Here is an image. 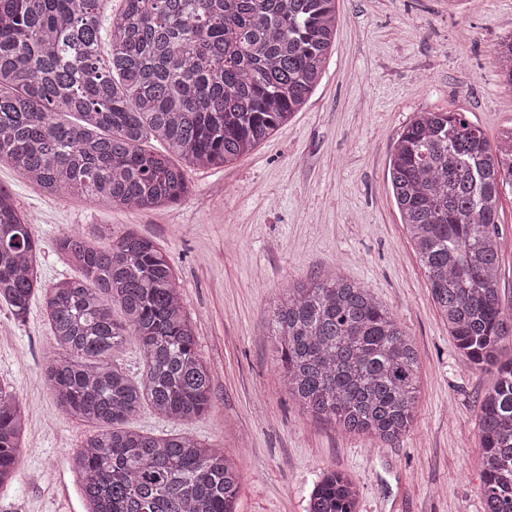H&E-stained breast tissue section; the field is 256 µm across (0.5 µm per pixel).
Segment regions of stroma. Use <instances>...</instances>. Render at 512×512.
<instances>
[{"label": "stroma", "mask_w": 512, "mask_h": 512, "mask_svg": "<svg viewBox=\"0 0 512 512\" xmlns=\"http://www.w3.org/2000/svg\"><path fill=\"white\" fill-rule=\"evenodd\" d=\"M336 35L309 101L234 163L192 168L189 197L148 211L42 193L10 166L0 186L33 215L44 284L76 276L66 232L134 230L171 259L213 405L181 422L143 407L127 428L184 434L223 451L239 475L237 512H305L321 468L358 486L357 512H485L479 397L492 372L456 346L427 288L387 176L397 135L421 111L463 112L489 142L512 126V89L494 49L512 0H337ZM498 286L512 299V190L500 197ZM333 270L370 288L413 337L417 420L388 443L303 412L280 383L270 313L289 285ZM53 339L42 295L25 321L0 303V380L26 425L20 475L0 512H85L71 455L92 424L63 413L43 380Z\"/></svg>", "instance_id": "35a3bbf8"}]
</instances>
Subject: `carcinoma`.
Segmentation results:
<instances>
[{"label":"carcinoma","instance_id":"1","mask_svg":"<svg viewBox=\"0 0 512 512\" xmlns=\"http://www.w3.org/2000/svg\"><path fill=\"white\" fill-rule=\"evenodd\" d=\"M101 0H0V163L42 192L133 210L177 203L187 168L234 162L289 120L321 80L336 0H123L102 53ZM495 60L512 87V36ZM73 113L65 124L55 115ZM166 152L142 148L148 137ZM388 176L428 289L457 348L497 373L480 404L485 512H512V305L498 288L501 190L512 127L492 145L462 112L423 111L396 139ZM81 277L45 289L29 216L0 187V302L25 318L35 293L56 347L44 382L59 408L96 425L71 457L89 512H236L238 475L188 436L124 428L149 401L191 422L211 406L168 257L128 231L107 244L65 233ZM119 305L122 319L113 318ZM288 395L343 433L393 441L416 423L414 340L373 292L334 272L288 287L272 311ZM132 336L133 382L112 360ZM25 413L0 382V485L19 474ZM342 472H320L306 512H356Z\"/></svg>","mask_w":512,"mask_h":512}]
</instances>
